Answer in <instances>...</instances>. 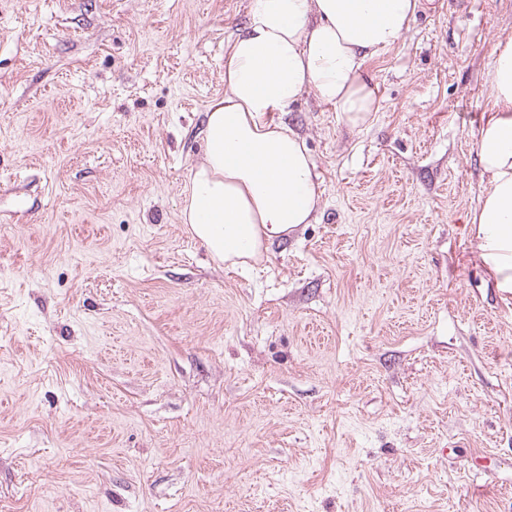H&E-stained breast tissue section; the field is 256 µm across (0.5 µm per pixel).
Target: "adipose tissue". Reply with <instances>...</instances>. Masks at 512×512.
<instances>
[{
    "label": "adipose tissue",
    "mask_w": 512,
    "mask_h": 512,
    "mask_svg": "<svg viewBox=\"0 0 512 512\" xmlns=\"http://www.w3.org/2000/svg\"><path fill=\"white\" fill-rule=\"evenodd\" d=\"M421 0H251L247 22L224 50V96L205 114V150L193 166L183 221L212 260L237 266L309 224L320 205L304 139L275 113L307 91L350 128L378 109L366 61L394 46ZM480 129L485 175L471 216L498 287L512 290V37L498 40Z\"/></svg>",
    "instance_id": "ef3b65f1"
}]
</instances>
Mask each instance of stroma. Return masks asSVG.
<instances>
[{
	"label": "stroma",
	"mask_w": 512,
	"mask_h": 512,
	"mask_svg": "<svg viewBox=\"0 0 512 512\" xmlns=\"http://www.w3.org/2000/svg\"><path fill=\"white\" fill-rule=\"evenodd\" d=\"M251 0H0V512H512V293L467 221L512 0H427L314 222L181 221Z\"/></svg>",
	"instance_id": "obj_1"
}]
</instances>
